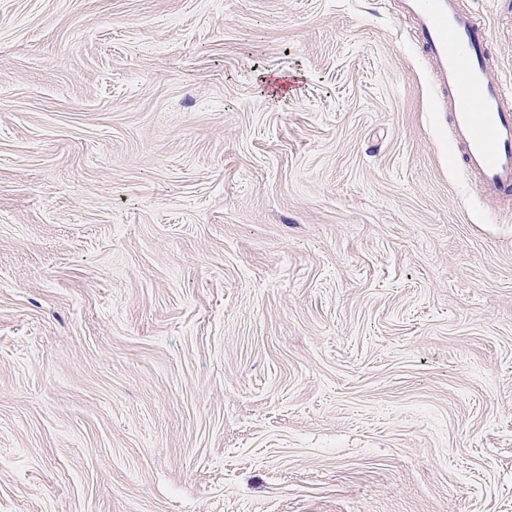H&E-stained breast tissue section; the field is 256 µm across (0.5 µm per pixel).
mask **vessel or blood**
I'll use <instances>...</instances> for the list:
<instances>
[{"label":"vessel or blood","mask_w":512,"mask_h":512,"mask_svg":"<svg viewBox=\"0 0 512 512\" xmlns=\"http://www.w3.org/2000/svg\"><path fill=\"white\" fill-rule=\"evenodd\" d=\"M433 64L453 140L479 190L512 206V80L488 77L490 30L460 0H400Z\"/></svg>","instance_id":"1"}]
</instances>
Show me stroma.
Returning a JSON list of instances; mask_svg holds the SVG:
<instances>
[{"mask_svg": "<svg viewBox=\"0 0 512 512\" xmlns=\"http://www.w3.org/2000/svg\"><path fill=\"white\" fill-rule=\"evenodd\" d=\"M431 71L397 0H0V512H512Z\"/></svg>", "mask_w": 512, "mask_h": 512, "instance_id": "obj_1", "label": "stroma"}]
</instances>
